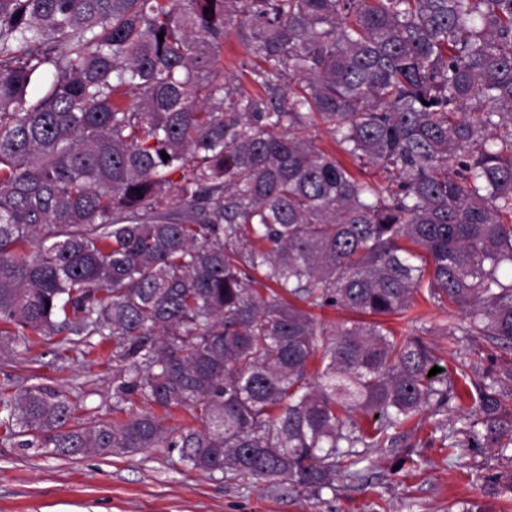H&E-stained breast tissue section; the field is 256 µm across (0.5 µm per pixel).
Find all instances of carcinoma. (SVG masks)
Returning a JSON list of instances; mask_svg holds the SVG:
<instances>
[{
    "instance_id": "1",
    "label": "carcinoma",
    "mask_w": 512,
    "mask_h": 512,
    "mask_svg": "<svg viewBox=\"0 0 512 512\" xmlns=\"http://www.w3.org/2000/svg\"><path fill=\"white\" fill-rule=\"evenodd\" d=\"M233 32L250 90L224 79ZM508 266L512 0H0V356L108 334L113 411L137 394L198 422L86 426L36 384L0 392L15 447L177 448L319 497L371 448L418 464L429 411L448 460L510 463L491 486L511 502L512 358L461 357L472 405L443 418L460 394L428 376L436 348L379 321L421 293L468 311L453 341L512 354ZM333 306L362 319L313 315Z\"/></svg>"
}]
</instances>
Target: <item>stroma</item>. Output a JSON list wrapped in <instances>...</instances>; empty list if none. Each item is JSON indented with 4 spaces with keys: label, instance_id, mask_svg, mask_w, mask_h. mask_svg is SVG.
Wrapping results in <instances>:
<instances>
[{
    "label": "stroma",
    "instance_id": "obj_1",
    "mask_svg": "<svg viewBox=\"0 0 512 512\" xmlns=\"http://www.w3.org/2000/svg\"><path fill=\"white\" fill-rule=\"evenodd\" d=\"M465 317L463 309L442 310L420 300L411 316H391L385 324L437 346L443 366L451 369L459 355L474 349L450 343L445 334L446 325ZM120 368L111 339L92 336L73 345L33 334L17 344L12 357L0 359V391L47 385L68 392L81 423L124 420L149 405L135 395L123 411L113 412L112 379ZM419 454L421 467L396 473L393 453L371 449L361 481H337L335 491L317 499L285 481L246 485L189 469L175 448L65 459L20 451L0 436V512H375L380 505L387 512H448L458 501L503 512L502 499L484 491L487 476L500 471V460L469 455L452 464L447 449L435 446Z\"/></svg>",
    "mask_w": 512,
    "mask_h": 512
}]
</instances>
